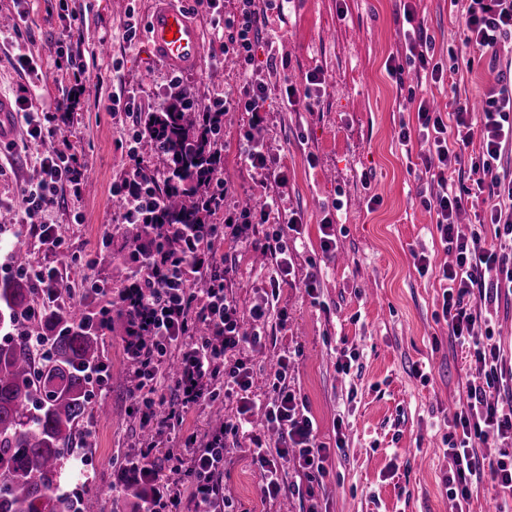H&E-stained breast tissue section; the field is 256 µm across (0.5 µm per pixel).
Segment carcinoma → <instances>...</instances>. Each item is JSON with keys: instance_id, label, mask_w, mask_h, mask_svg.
I'll return each instance as SVG.
<instances>
[{"instance_id": "carcinoma-1", "label": "carcinoma", "mask_w": 512, "mask_h": 512, "mask_svg": "<svg viewBox=\"0 0 512 512\" xmlns=\"http://www.w3.org/2000/svg\"><path fill=\"white\" fill-rule=\"evenodd\" d=\"M193 109L195 102L181 94L143 115L150 142L167 162L168 181L159 211L118 226L129 249L147 236L149 224H202L212 213L215 152L206 131H193ZM36 304L37 338L48 354L38 355L26 336L0 343V512H102L98 485L73 496L60 491L67 456L91 438L82 425L91 408L88 369L104 361L99 312L64 307L25 279H6L0 282V329L19 330L22 315ZM134 470L128 457L111 477L141 499L145 474L136 477Z\"/></svg>"}]
</instances>
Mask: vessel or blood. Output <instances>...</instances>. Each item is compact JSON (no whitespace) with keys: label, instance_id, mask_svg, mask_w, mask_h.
I'll list each match as a JSON object with an SVG mask.
<instances>
[{"label":"vessel or blood","instance_id":"1","mask_svg":"<svg viewBox=\"0 0 512 512\" xmlns=\"http://www.w3.org/2000/svg\"><path fill=\"white\" fill-rule=\"evenodd\" d=\"M145 36L153 57L167 70H196L203 55L204 34L189 0H151ZM12 102L0 95V145L16 137Z\"/></svg>","mask_w":512,"mask_h":512}]
</instances>
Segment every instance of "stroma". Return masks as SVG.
<instances>
[{
  "label": "stroma",
  "mask_w": 512,
  "mask_h": 512,
  "mask_svg": "<svg viewBox=\"0 0 512 512\" xmlns=\"http://www.w3.org/2000/svg\"><path fill=\"white\" fill-rule=\"evenodd\" d=\"M68 3L85 18L72 32L65 29L58 0H0V18L20 26L0 34V94L16 98L25 84L16 64L23 49L43 62L37 105L58 98L73 81L70 70L54 64L65 34L86 63L88 83L97 89L80 99L62 130L87 169L86 187L77 194L69 188L60 192L51 215L69 250L24 244L32 264L61 270L71 301L82 305L91 280L107 281L117 290L126 277L123 239L111 232L122 221L111 187L131 167L121 143L132 122L106 112L103 99L131 96L142 111L153 112L186 91L203 110L214 94L237 88L243 66L225 55L220 41L210 40L200 66L174 78L148 56L144 37L124 38L129 23L144 24L150 0ZM414 6L432 38L434 59L450 70L455 90L419 84L412 70L400 84L388 75L385 61L399 47L398 0H285L282 9L267 13L265 43L254 67L271 89L317 69L325 84L313 109L275 107L269 123L256 132L288 171L279 206L303 213L304 234L288 243L296 267L295 281L282 289L288 322L257 353L252 392L256 402H266V373L280 354L289 353L294 367L288 385L307 404L320 440L332 452L325 473L310 481L293 460L283 461L287 481L279 499L267 503L260 495L250 435L228 440L233 465L224 484L235 512H307V501L294 492L305 481L321 512H457L444 484L453 469L445 439L479 375L468 350L451 341L442 316L438 269L449 255L434 214L419 198L432 186L415 179L421 161L401 150L397 135L419 99L438 102L445 113L464 102L479 107L498 72L512 66V54L495 58L465 46L462 7L454 0H414ZM235 118L225 125L221 144L232 208L261 201V175L239 157L238 125L247 115L239 112ZM15 141L16 149L0 147V224L19 219L21 191L36 178L33 159L43 151L25 133ZM364 173L370 178L366 185L360 180ZM372 194L382 203L371 211L366 199ZM327 217L336 237L329 255L321 250L320 228ZM107 233L112 241L104 247L100 241ZM76 251L94 254L93 265L73 264L70 255ZM416 251L431 260L426 275L413 265ZM226 254L230 294L248 310L261 299L270 262L245 243ZM312 271L320 279L315 301L303 286ZM123 333L116 320L106 336L111 413L86 420L93 445L82 454L101 479L131 453L139 432L131 413ZM345 350L354 357L346 375L336 369Z\"/></svg>",
  "instance_id": "obj_1"
}]
</instances>
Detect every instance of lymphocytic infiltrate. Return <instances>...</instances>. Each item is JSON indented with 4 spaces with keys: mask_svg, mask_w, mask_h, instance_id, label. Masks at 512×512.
<instances>
[{
    "mask_svg": "<svg viewBox=\"0 0 512 512\" xmlns=\"http://www.w3.org/2000/svg\"><path fill=\"white\" fill-rule=\"evenodd\" d=\"M464 14V43L482 51L512 45V0H467ZM273 0H237V7L225 16L221 37L225 53L252 64L262 40V25ZM401 56L389 57L388 74L402 78L406 67L422 71L426 80L439 84L448 75L431 54L432 42L424 24L416 16L411 0H402ZM73 69V83L63 97L47 107L32 104V91L17 101V111L30 139L42 140L61 134L60 123L82 95L85 72L71 50L61 53ZM269 90L259 73L245 76L236 92L214 96L208 106L212 118L209 135L220 141L222 114L232 110L249 113L239 137L243 163L260 171L265 202L260 210L230 212L226 209L229 188L220 176H213L210 189L220 224H160L154 236L134 248L139 264L129 266L124 296L119 302L128 315L124 343L129 349V374L133 382V413L146 440L137 444L138 455L150 460L155 448L169 444L166 457L171 469L185 471L186 486L155 487L150 493L147 512H224V447L228 437L242 433L250 424L255 403L250 396L254 363L251 352L266 346L271 326H283L288 311L280 305V289L295 274L288 244L280 233H263L262 251L271 259V271L263 296L248 316H241L229 293L220 243L237 241L242 225L284 224L301 233V213L282 212L278 206L279 188L288 182V172L266 154L252 133L263 122ZM479 140L481 159L473 167L478 189L487 190L484 200L485 223L494 225L493 239L481 230L463 234L457 216L467 204L464 194L449 190L448 173L463 161L472 140ZM398 140L405 149L419 147L425 174L436 181L439 190L422 197V205L436 216V230L451 263L438 271L442 291V315L448 334L459 345L471 346L481 384L470 386L465 405L456 413L455 437L449 438L448 454L454 468L445 480L449 496L467 503L475 480L490 476L495 488L512 493V395L501 391L507 370L499 346L493 344L490 317L479 306L498 300L502 292L512 293V256L502 243L512 240V174L503 172L504 152L512 148V75H497L485 94L480 111L468 105L457 106L451 119H444L427 101L415 109L414 123H401ZM41 178L24 186L21 194V236L38 241L56 252L65 241L58 234L50 214L60 190L78 188L85 169L70 147L54 150L37 159ZM164 174L134 166L112 183V196L123 208L124 219L153 205L160 206L164 195ZM0 272L28 280L39 292L59 294L64 280L57 267L15 266L10 258L0 259ZM204 324L207 335L195 331ZM177 364V375L167 368ZM292 361L281 354L276 367L267 375L270 396L264 406L268 429L279 440L275 448L256 444L252 457L260 471L263 500L277 499L284 476L280 460L293 458L306 477L323 474L330 448L319 441L317 425L307 405L288 387ZM236 397L234 419L215 430L187 431L184 417L226 397Z\"/></svg>",
    "mask_w": 512,
    "mask_h": 512,
    "instance_id": "lymphocytic-infiltrate-1",
    "label": "lymphocytic infiltrate"
}]
</instances>
